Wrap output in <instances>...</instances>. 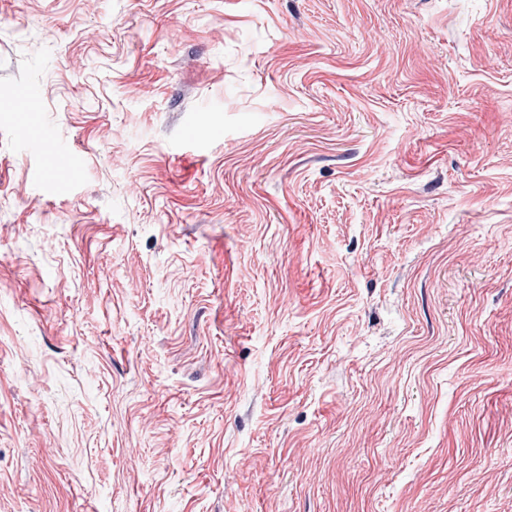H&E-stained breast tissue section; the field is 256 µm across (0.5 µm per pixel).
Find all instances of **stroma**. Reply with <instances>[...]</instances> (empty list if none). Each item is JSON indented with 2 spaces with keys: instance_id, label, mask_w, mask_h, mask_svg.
<instances>
[{
  "instance_id": "stroma-1",
  "label": "stroma",
  "mask_w": 512,
  "mask_h": 512,
  "mask_svg": "<svg viewBox=\"0 0 512 512\" xmlns=\"http://www.w3.org/2000/svg\"><path fill=\"white\" fill-rule=\"evenodd\" d=\"M0 512H512V0H0Z\"/></svg>"
}]
</instances>
